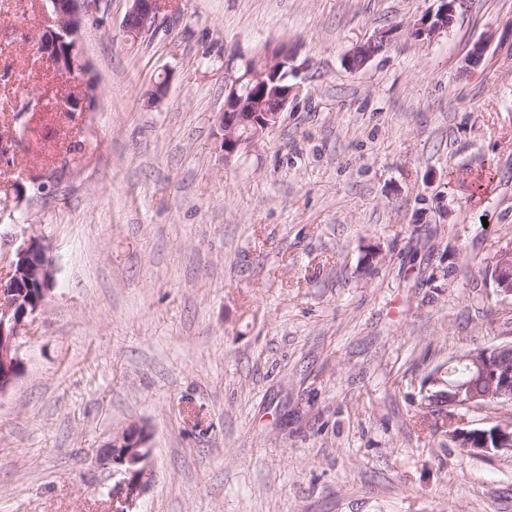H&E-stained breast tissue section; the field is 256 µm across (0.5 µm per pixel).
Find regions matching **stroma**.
I'll return each mask as SVG.
<instances>
[{"label":"stroma","mask_w":512,"mask_h":512,"mask_svg":"<svg viewBox=\"0 0 512 512\" xmlns=\"http://www.w3.org/2000/svg\"><path fill=\"white\" fill-rule=\"evenodd\" d=\"M438 6L166 0L174 25L133 44L129 0H102L66 76L36 52L42 0H0V195L22 220L0 255L25 233L56 263L0 397V512H112L96 455L132 423L153 432L137 512H512V456L418 415L430 373L512 342L488 274L512 248V0L342 62ZM282 42L297 94L224 163V54ZM90 82L86 111L39 109L15 139L18 85Z\"/></svg>","instance_id":"1"}]
</instances>
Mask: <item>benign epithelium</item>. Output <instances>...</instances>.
Masks as SVG:
<instances>
[{
  "label": "benign epithelium",
  "instance_id": "obj_1",
  "mask_svg": "<svg viewBox=\"0 0 512 512\" xmlns=\"http://www.w3.org/2000/svg\"><path fill=\"white\" fill-rule=\"evenodd\" d=\"M460 0H441L438 14H427L411 29L412 37L422 43H432L452 25L456 6ZM99 0H50L49 6L55 25L46 28L38 42L40 55L57 72L74 76L84 70L79 53L80 33L84 19L94 14ZM160 21L159 0H131L123 28L126 36L138 41L157 30ZM240 80L232 67H224V108L217 113L215 126L218 129V147L224 162H231L236 155L254 145L263 135L274 128L290 100L294 88L279 92L280 106L276 112H249L242 119L239 108ZM251 126L248 137L239 133L242 125ZM15 249L11 256L0 262L4 269L0 277V396L6 394L23 372L21 356L23 329L27 320L34 317L45 306L53 290V279H48L47 287L31 292L32 280H41L44 275L53 273L54 261L48 246L36 236H25L14 241ZM495 292L500 296H512V250L498 255L493 270ZM512 353V344L483 347L470 356V361L478 374L489 384L491 398L503 404L512 403V371L503 376V357ZM448 394L454 405L479 409L483 404L464 396L469 383L460 379H448ZM495 446L485 442L479 447L466 443L464 447L472 453L512 454V426L499 424L494 430ZM153 433L149 426L133 423L114 433L104 449L97 454L98 460L112 466L115 484L110 495L112 501L123 505V512L130 509L148 490L153 480L152 465Z\"/></svg>",
  "mask_w": 512,
  "mask_h": 512
}]
</instances>
